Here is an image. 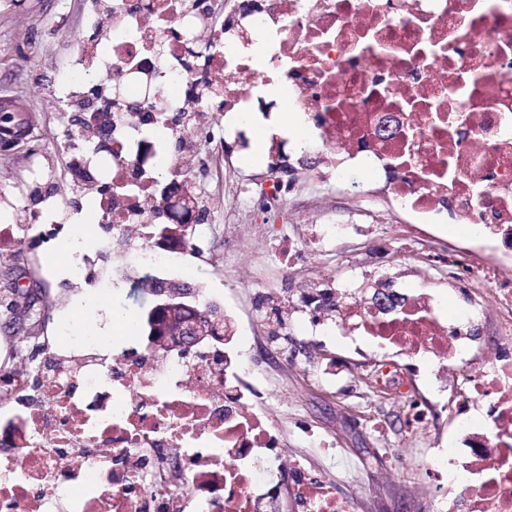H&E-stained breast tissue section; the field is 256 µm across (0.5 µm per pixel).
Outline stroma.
Segmentation results:
<instances>
[{
    "instance_id": "1",
    "label": "stroma",
    "mask_w": 512,
    "mask_h": 512,
    "mask_svg": "<svg viewBox=\"0 0 512 512\" xmlns=\"http://www.w3.org/2000/svg\"><path fill=\"white\" fill-rule=\"evenodd\" d=\"M105 0H0V106L15 105V127L27 130L23 142L0 149V189L21 194L25 208L39 205L41 191L71 204L72 156L63 144L75 128V107L63 99L68 61L77 43L91 32L90 18ZM180 135L196 140L201 184H211L225 169V188L259 186L268 175L267 160H254L252 148L202 138L193 125ZM311 174L298 170L288 187V202L248 211L231 196L210 202L215 226L207 251L184 260L175 281L217 289L222 307L235 313L246 338L244 352L256 367L253 377L270 408L269 424L289 457L318 473L337 498L355 502L357 512H426L423 490L429 486V435L412 432L399 393L380 395L366 385L373 368L367 346L339 336L322 337L312 329L299 305L304 292L341 288L349 268L364 271L362 285L373 288L385 276L391 288H436L453 310L466 309L464 290L444 268L421 263L406 249L382 250L380 241L396 237L402 215L389 211L384 179L357 173L343 175L367 195L353 197L343 187L325 189L313 202L307 185ZM364 224L369 236H351L332 251L296 255L288 265L273 256L270 239L288 233L305 239L311 225ZM59 242H72L98 253L94 277L72 286L62 283L63 266H49L37 244H28L23 259L0 251V291L16 288L34 294L37 318L0 305V337L22 328L31 340L14 360L26 369L42 359L48 344L81 335L95 327L111 336L114 313L142 318L145 310L129 297L130 282L113 277L112 253L101 248L97 221L84 216L65 225ZM289 306L280 327L264 318V302ZM339 456H332V449Z\"/></svg>"
}]
</instances>
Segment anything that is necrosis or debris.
<instances>
[{
  "instance_id": "necrosis-or-debris-1",
  "label": "necrosis or debris",
  "mask_w": 512,
  "mask_h": 512,
  "mask_svg": "<svg viewBox=\"0 0 512 512\" xmlns=\"http://www.w3.org/2000/svg\"><path fill=\"white\" fill-rule=\"evenodd\" d=\"M202 0H112V42L83 38L72 58L68 98L107 75L141 98L132 74L155 46L165 103L153 124L128 112L102 144L96 122L73 131L76 176L105 180L90 197L107 234L112 270L136 281L170 272L198 253L210 227L185 226L158 239L151 226L170 211L159 161L187 114L214 133L212 116L261 114L277 83L304 138L295 156L315 159L314 184L359 170L384 176L413 223L453 216L459 242L431 260L454 280L495 284L493 348L474 329L481 304L445 312L428 289L397 290L393 305L363 297L355 281L332 293L338 335L363 339L378 372L394 379L399 359L422 357L437 376L465 388L454 420L459 444L433 448L438 479L425 492L431 512H512V0H254L252 9L211 26ZM55 197L27 211L22 230L0 224V250L50 241ZM362 224H318L303 241L280 236L275 256L367 235ZM241 332L224 318V339L186 353L146 337L116 343L98 361L89 336L65 344L69 362L45 366L50 405L35 411L33 376L5 378L0 403V512H356L300 462L284 459L262 416L259 391L245 390L251 366Z\"/></svg>"
}]
</instances>
